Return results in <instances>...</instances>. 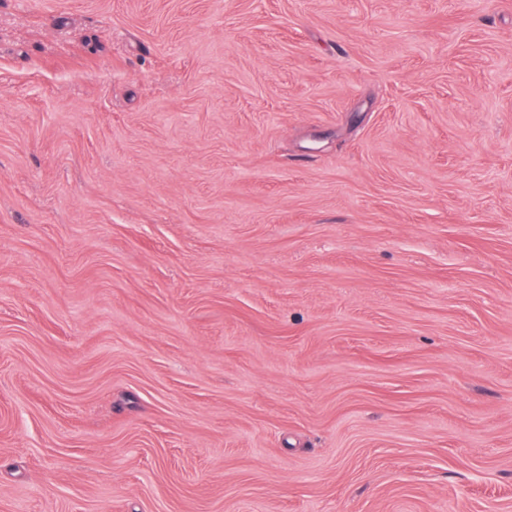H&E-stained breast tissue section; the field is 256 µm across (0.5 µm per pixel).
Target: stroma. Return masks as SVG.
I'll use <instances>...</instances> for the list:
<instances>
[{
    "label": "stroma",
    "instance_id": "1",
    "mask_svg": "<svg viewBox=\"0 0 512 512\" xmlns=\"http://www.w3.org/2000/svg\"><path fill=\"white\" fill-rule=\"evenodd\" d=\"M0 512H512V0H0Z\"/></svg>",
    "mask_w": 512,
    "mask_h": 512
}]
</instances>
